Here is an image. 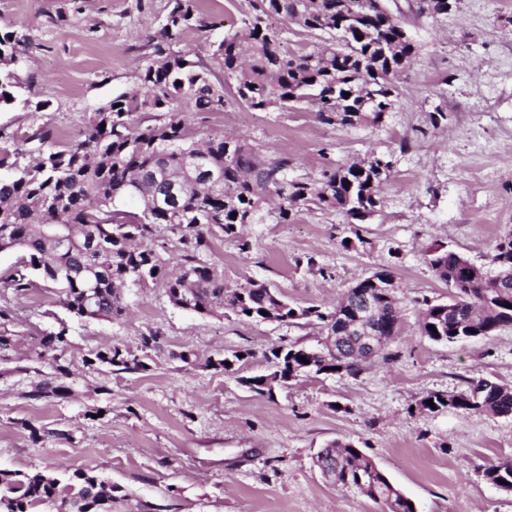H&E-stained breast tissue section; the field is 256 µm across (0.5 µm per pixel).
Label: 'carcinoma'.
Returning <instances> with one entry per match:
<instances>
[{
  "label": "carcinoma",
  "instance_id": "carcinoma-1",
  "mask_svg": "<svg viewBox=\"0 0 512 512\" xmlns=\"http://www.w3.org/2000/svg\"><path fill=\"white\" fill-rule=\"evenodd\" d=\"M415 14L434 17L448 13V0H415ZM292 25L319 31L327 38L311 52L290 53L285 37ZM213 27L201 10V0H168L163 22L148 37L145 47L154 62L141 77L139 90L122 93L110 108L97 112L81 139L57 150L52 132L41 129L23 135L37 142L38 158L19 165L8 152L0 153V252L21 250L22 265L7 278L16 296L24 297L39 278L55 288L61 305L82 320H120L128 304L123 288L162 284L176 307L203 316L234 315L250 321L316 323L323 336L336 315L352 306L361 291L373 298L377 318L373 335L384 339L377 357L387 360L389 343L401 327L397 300L389 299L375 284L381 269L348 288L334 310L296 309L264 282L250 281L231 288L224 276L203 259L209 236L217 227L235 238L238 227L250 224L268 198L279 199V217L310 204L322 210H340L349 223L364 224L381 206L379 188L391 172L390 162L372 157L335 168L318 181L288 179V159L260 155L238 138L212 136L193 139L182 108L214 112L224 108L225 91L248 107L268 111L295 104H313L317 119L327 125H378L391 112L398 96L397 80L415 53L401 21L372 6L370 0H248L237 29L210 44L208 58L190 59L174 50L187 31ZM27 37L0 32V106L9 105L14 80L10 66L18 61ZM155 122L150 123V115ZM214 171L222 182L201 177L200 169ZM131 199L141 210L120 208ZM166 224L180 233L182 254L177 270H167L169 259L153 246L156 227ZM463 254L434 248L425 262L439 281L453 283L448 303L423 301L419 334L440 344L460 336H496L512 329V275L500 280L474 277ZM512 265V233L494 246L492 263ZM13 310L0 306V363L12 360L18 342L12 329ZM435 330H430V327ZM358 337L346 336L341 357L312 355V349L288 345L273 347L266 359L268 375L243 377L254 392L272 394L274 386L311 375H329L336 368L356 376L362 359L356 353ZM69 346L66 328L37 337L34 354L50 356L55 371L68 374L62 364ZM303 356L306 361L298 360ZM251 352H234L206 365L233 370ZM91 367L107 366L115 372H146L149 364L120 344L100 349L86 360ZM64 388L49 382L36 384L30 400L59 397ZM433 405H428V400ZM420 406H450L462 411L480 408L512 416V386L471 381L466 389L448 395L433 393ZM316 464L335 473V483L366 495L382 512H416L415 504L363 451L351 442L336 441L322 449ZM487 480L512 482V460L487 467ZM117 488L97 475L76 471L60 486L56 478L40 472L21 477L0 471V512H32L50 505L55 512H112Z\"/></svg>",
  "mask_w": 512,
  "mask_h": 512
}]
</instances>
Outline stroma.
<instances>
[{
	"instance_id": "35a3bbf8",
	"label": "stroma",
	"mask_w": 512,
	"mask_h": 512,
	"mask_svg": "<svg viewBox=\"0 0 512 512\" xmlns=\"http://www.w3.org/2000/svg\"><path fill=\"white\" fill-rule=\"evenodd\" d=\"M242 2L203 0L215 27L189 31L180 50L206 55L239 21ZM387 4L399 9L416 54L383 124L325 125L308 104L257 112L234 101L186 119L194 138L236 136L287 157L292 179L315 181L373 156L391 161L381 207L366 224L313 205L283 221L273 197L242 228L250 251L216 231L204 258L228 286L264 282L296 306L325 312L356 281L388 269L401 300V331L388 346L393 360L366 362L355 377L301 378L259 395L239 376L265 373L271 347L318 346L316 325L202 316L172 305L159 285L128 286L124 320L83 321L42 280L28 297H15L5 280L23 253L2 252L0 301L14 310L22 348L0 373V470L61 480L94 471L123 494L119 512H138L143 502L160 512H377L364 496L326 482L314 464L327 444L350 441L417 512H512V492L484 477L486 467L512 458V417L419 407L429 393L460 391L472 380L512 385V330L452 344L418 331L419 300L450 294L425 262L428 248L441 245L485 267L496 239L512 231V0H459L433 18L415 16L408 0ZM167 6L0 0V31L29 37L14 67L18 101L0 108V147L27 164L33 155L22 134L46 127L55 141L72 143L97 109L135 92L151 61L145 40ZM436 110L446 115L437 127L429 121ZM63 326L69 396L26 399L25 391L54 375L51 361H33L34 336ZM149 332L160 343L148 371L86 366L108 345L139 351ZM245 350L238 374L205 365ZM184 352L196 362H183ZM60 430L67 439L57 438Z\"/></svg>"
}]
</instances>
